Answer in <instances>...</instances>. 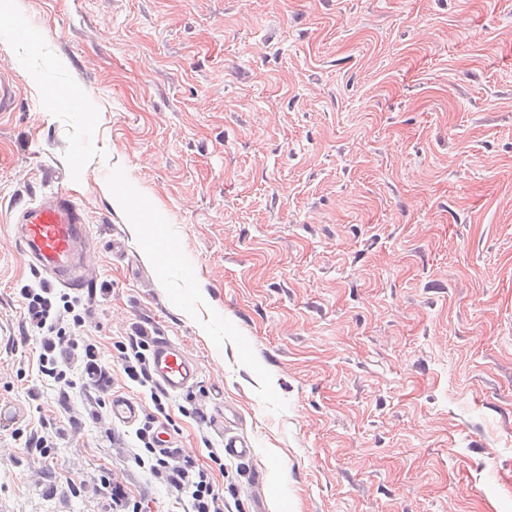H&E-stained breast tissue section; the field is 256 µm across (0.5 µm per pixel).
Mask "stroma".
<instances>
[{"mask_svg":"<svg viewBox=\"0 0 512 512\" xmlns=\"http://www.w3.org/2000/svg\"><path fill=\"white\" fill-rule=\"evenodd\" d=\"M0 12V409L58 430L45 470L0 429V512H112L106 472L146 512L188 508L134 463V428L27 396L20 291L52 279L9 207L57 188L90 226L80 298L115 391L154 409L114 348L139 327L196 363L166 430L224 512H512V0ZM228 432L253 456L212 463Z\"/></svg>","mask_w":512,"mask_h":512,"instance_id":"stroma-1","label":"stroma"}]
</instances>
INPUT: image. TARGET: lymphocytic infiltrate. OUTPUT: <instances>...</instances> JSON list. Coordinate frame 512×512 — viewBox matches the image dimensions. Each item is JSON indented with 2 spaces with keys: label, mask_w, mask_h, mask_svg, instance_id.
<instances>
[{
  "label": "lymphocytic infiltrate",
  "mask_w": 512,
  "mask_h": 512,
  "mask_svg": "<svg viewBox=\"0 0 512 512\" xmlns=\"http://www.w3.org/2000/svg\"><path fill=\"white\" fill-rule=\"evenodd\" d=\"M27 302L24 333L34 335L40 347L39 371L62 401H69L71 392L95 393L105 400L112 389V365L103 361L97 346L85 339V314L80 299L58 298L47 286L21 291ZM152 338L147 328H137L128 343L117 346L127 378L148 388L155 411L146 415L135 436L140 443L133 459L176 498L187 499L190 512H224V488L216 484L207 470L195 460L156 449L154 425L165 413L167 394L155 385L148 367L146 353Z\"/></svg>",
  "instance_id": "f902f5d3"
}]
</instances>
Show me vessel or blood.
Masks as SVG:
<instances>
[{
    "label": "vessel or blood",
    "instance_id": "obj_1",
    "mask_svg": "<svg viewBox=\"0 0 512 512\" xmlns=\"http://www.w3.org/2000/svg\"><path fill=\"white\" fill-rule=\"evenodd\" d=\"M17 239L23 254L32 255L44 268L53 271L58 283L81 292L87 287L86 266L83 262L89 229L85 213L73 194L60 189L44 195L42 200L24 205L15 212ZM151 368L158 384L168 393L179 394L196 382L198 369L182 347L162 337L151 352ZM109 412L114 424H135L141 408L133 398L113 394ZM254 448L242 435L225 433L224 454L245 460Z\"/></svg>",
    "mask_w": 512,
    "mask_h": 512
}]
</instances>
